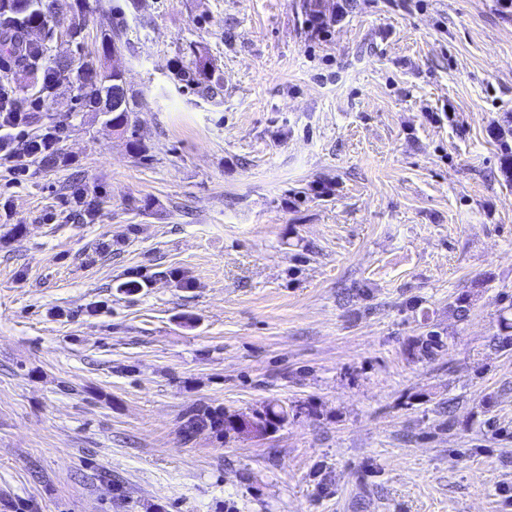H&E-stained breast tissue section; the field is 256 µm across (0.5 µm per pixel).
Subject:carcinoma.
<instances>
[{"mask_svg":"<svg viewBox=\"0 0 512 512\" xmlns=\"http://www.w3.org/2000/svg\"><path fill=\"white\" fill-rule=\"evenodd\" d=\"M48 0H0V54L13 56L17 51L13 33H25L43 27L48 22ZM92 0H73L71 5V32H81L87 17L94 11ZM123 47L122 35L114 33L102 40V54L87 55L79 67L82 95L89 106L104 114L106 122L115 128L129 125L135 111V96L122 87L121 74L110 69L106 57ZM422 352L429 356L441 347L442 337L430 331L419 339ZM209 426L224 431V415L209 409L198 410L188 419L191 430Z\"/></svg>","mask_w":512,"mask_h":512,"instance_id":"carcinoma-1","label":"carcinoma"}]
</instances>
